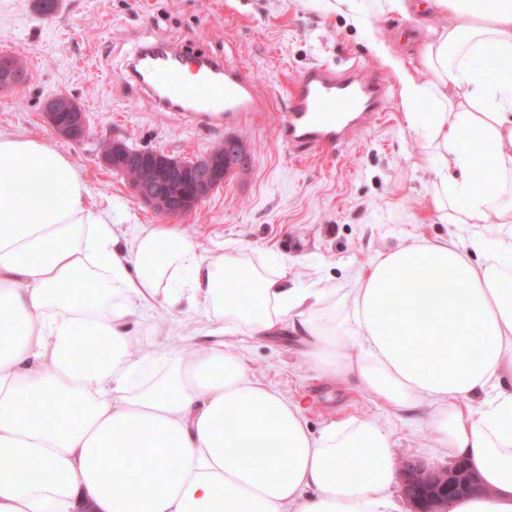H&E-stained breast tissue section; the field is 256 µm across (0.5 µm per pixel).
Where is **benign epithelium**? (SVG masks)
<instances>
[{"label":"benign epithelium","mask_w":512,"mask_h":512,"mask_svg":"<svg viewBox=\"0 0 512 512\" xmlns=\"http://www.w3.org/2000/svg\"><path fill=\"white\" fill-rule=\"evenodd\" d=\"M25 79L13 61L0 59V88H11ZM44 116L54 133L72 143L89 135L86 113L76 98L66 92L50 97ZM101 161L109 169L128 175V186L140 203L157 213L178 217L204 204L224 184V180L245 170L249 154L237 135L224 137L219 149L192 161L153 149H130L121 140H112ZM404 493L412 512H445L448 502L463 493H480L477 478L461 463L445 470H433L412 461L401 469Z\"/></svg>","instance_id":"7a95c632"}]
</instances>
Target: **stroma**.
Listing matches in <instances>:
<instances>
[{
  "label": "stroma",
  "instance_id": "1",
  "mask_svg": "<svg viewBox=\"0 0 512 512\" xmlns=\"http://www.w3.org/2000/svg\"><path fill=\"white\" fill-rule=\"evenodd\" d=\"M156 39L228 59L251 75L266 102L263 115L236 129L249 146V170L177 220L201 251L231 249L257 265L284 264L289 287L343 294L378 251L446 232L427 211L429 150L406 124L396 75L372 50L368 30L327 0H64L51 17L36 14L31 0H0V55L22 53L27 70L25 83L0 97V134L52 141L121 228L162 223L119 172L103 166V143L119 139L193 159L217 147L225 131L160 115L121 81L140 45ZM353 61L389 88L380 120L344 148L298 155L277 132L292 80L317 63ZM59 92L73 95L87 115L90 134L81 143L55 137L43 120L44 102ZM227 340L257 379L301 401L313 431L332 419L374 418L388 429L398 459L447 467L432 436L319 372L290 330L255 337L242 326Z\"/></svg>",
  "mask_w": 512,
  "mask_h": 512
}]
</instances>
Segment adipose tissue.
Returning <instances> with one entry per match:
<instances>
[{
	"mask_svg": "<svg viewBox=\"0 0 512 512\" xmlns=\"http://www.w3.org/2000/svg\"><path fill=\"white\" fill-rule=\"evenodd\" d=\"M357 26L415 16L389 57L412 131L438 159L429 205L454 232L379 252L344 295L286 267L201 252L166 224L119 238L46 139L0 134V512H397L393 442L370 418L313 433L224 332L287 327L316 369L413 415L483 494L448 512H512V0H330ZM451 16L435 25V16ZM431 101L422 118L415 106ZM488 164L499 186L471 177ZM188 304L212 342L140 343L144 311ZM96 344L95 365L75 355Z\"/></svg>",
	"mask_w": 512,
	"mask_h": 512,
	"instance_id": "obj_1",
	"label": "adipose tissue"
}]
</instances>
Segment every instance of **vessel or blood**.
Masks as SVG:
<instances>
[{"label": "vessel or blood", "instance_id": "obj_1", "mask_svg": "<svg viewBox=\"0 0 512 512\" xmlns=\"http://www.w3.org/2000/svg\"><path fill=\"white\" fill-rule=\"evenodd\" d=\"M190 63L198 75L192 84L185 80ZM120 78L157 110L176 113L194 126L231 127L263 109L254 80L240 67L207 54L187 59L183 49L170 42L143 43ZM386 97L381 79L364 78L357 67L338 71L314 65L289 90L278 121L280 138L300 153L338 149L354 130L347 113L375 120Z\"/></svg>", "mask_w": 512, "mask_h": 512}]
</instances>
